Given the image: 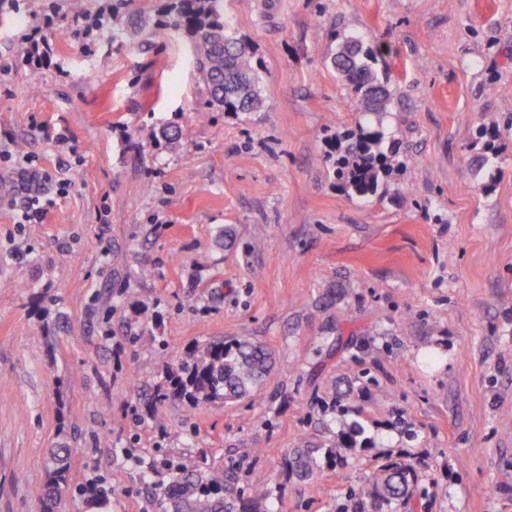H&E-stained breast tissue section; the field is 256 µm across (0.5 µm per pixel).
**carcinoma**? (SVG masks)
I'll use <instances>...</instances> for the list:
<instances>
[{
	"mask_svg": "<svg viewBox=\"0 0 512 512\" xmlns=\"http://www.w3.org/2000/svg\"><path fill=\"white\" fill-rule=\"evenodd\" d=\"M112 9V38L123 37L127 29L147 26L144 20L124 19L117 0ZM161 37L183 35L188 38L196 70L211 107L235 114L258 112L264 106L260 72L253 64V53L235 35V29L224 15V0H167L165 19L152 27ZM376 53L355 36L343 39L331 56V67L351 88L361 111L371 120L358 124L337 140L336 180L348 195L367 199L376 195L383 160L393 152L389 132L384 123L395 96L387 72L375 67ZM271 352L261 343L248 338L232 342H207L192 352L170 356L167 384L154 395L152 404L176 399L191 406L224 400L232 402L259 395L261 382L272 368ZM363 428L357 421H343L335 432L336 439L324 452V459L337 466L336 449L365 447L359 440ZM79 448H57L52 452L44 501L63 489L75 485L96 504L106 491L87 483L81 472L70 467L69 459ZM318 449L302 437L289 454L286 465L296 476L307 478L319 468ZM417 481L414 467L403 460L388 459L379 465L368 481L371 512H395L413 492ZM228 476L222 469L183 470L164 492L159 512H234L224 500ZM267 489L254 486L248 492L241 512H269L263 508Z\"/></svg>",
	"mask_w": 512,
	"mask_h": 512,
	"instance_id": "obj_1",
	"label": "carcinoma"
}]
</instances>
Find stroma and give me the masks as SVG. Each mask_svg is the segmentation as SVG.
Segmentation results:
<instances>
[{
    "label": "stroma",
    "instance_id": "obj_1",
    "mask_svg": "<svg viewBox=\"0 0 512 512\" xmlns=\"http://www.w3.org/2000/svg\"><path fill=\"white\" fill-rule=\"evenodd\" d=\"M85 3L0 0V148L71 183L21 224L0 163V512H43L62 445L108 495L55 512H157L180 466L270 512H356L385 455L418 475L398 512H512V0H224L263 76L239 116L206 110L187 39L113 40L112 0ZM351 35L396 90L367 200L333 173L363 118L327 63ZM237 338L274 354L260 398L151 405L171 352ZM357 409L341 469H287ZM319 448H311L306 436L302 437L297 448L289 454L286 465L299 478L312 476L320 467L317 453Z\"/></svg>",
    "mask_w": 512,
    "mask_h": 512
}]
</instances>
